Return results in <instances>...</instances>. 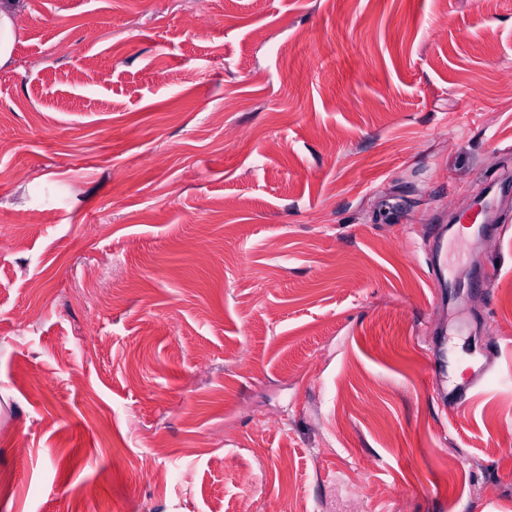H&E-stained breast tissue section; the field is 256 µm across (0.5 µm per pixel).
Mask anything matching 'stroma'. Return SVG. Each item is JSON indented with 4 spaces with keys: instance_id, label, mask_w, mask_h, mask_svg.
Masks as SVG:
<instances>
[{
    "instance_id": "obj_1",
    "label": "stroma",
    "mask_w": 512,
    "mask_h": 512,
    "mask_svg": "<svg viewBox=\"0 0 512 512\" xmlns=\"http://www.w3.org/2000/svg\"><path fill=\"white\" fill-rule=\"evenodd\" d=\"M17 26L0 512H512V352L439 399L512 339V198L499 240L440 236L512 168V0H22ZM492 365L488 360V350L482 355V358L475 361V366L470 378L461 384L455 385L452 389L443 392L441 399L448 406L467 403L477 389L478 384L492 372Z\"/></svg>"
}]
</instances>
